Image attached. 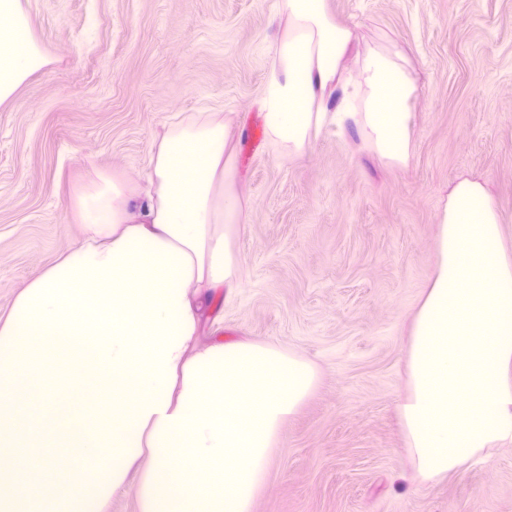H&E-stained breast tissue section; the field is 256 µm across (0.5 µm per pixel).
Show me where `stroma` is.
I'll list each match as a JSON object with an SVG mask.
<instances>
[{
	"label": "stroma",
	"instance_id": "35a3bbf8",
	"mask_svg": "<svg viewBox=\"0 0 512 512\" xmlns=\"http://www.w3.org/2000/svg\"><path fill=\"white\" fill-rule=\"evenodd\" d=\"M47 63L0 104V314L84 228L88 178L143 174L174 117L231 121L241 286L201 343L272 344L315 364L252 512H512V449L438 482L412 471L396 400L411 318L437 265L449 187L486 184L512 249V0H326L353 27L342 73L399 52L416 92L411 158H380L335 97L300 156L269 136L257 89L276 0H20Z\"/></svg>",
	"mask_w": 512,
	"mask_h": 512
}]
</instances>
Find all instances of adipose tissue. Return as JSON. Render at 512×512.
<instances>
[{"mask_svg": "<svg viewBox=\"0 0 512 512\" xmlns=\"http://www.w3.org/2000/svg\"><path fill=\"white\" fill-rule=\"evenodd\" d=\"M286 26L259 89L276 143L302 153L353 40L325 0H278ZM46 60L19 0H0V103ZM336 106L379 156L410 159L415 88L400 54L369 50ZM228 126L179 118L147 180L95 173L79 242L0 317V512H106L138 473L139 512H252L282 425L316 390L309 361L252 341L200 345L213 290L239 287L229 231ZM438 266L412 322L398 399L413 472L464 473L512 445V253L486 185L448 190Z\"/></svg>", "mask_w": 512, "mask_h": 512, "instance_id": "1", "label": "adipose tissue"}]
</instances>
